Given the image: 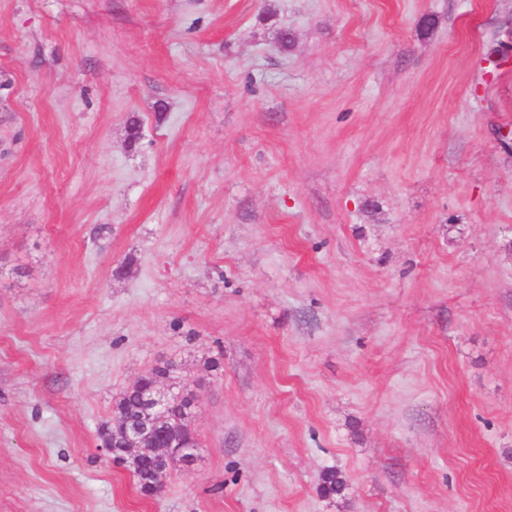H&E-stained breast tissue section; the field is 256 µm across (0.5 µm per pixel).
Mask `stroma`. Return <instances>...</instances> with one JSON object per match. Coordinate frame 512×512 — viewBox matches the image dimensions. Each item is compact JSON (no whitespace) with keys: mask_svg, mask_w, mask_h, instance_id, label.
<instances>
[{"mask_svg":"<svg viewBox=\"0 0 512 512\" xmlns=\"http://www.w3.org/2000/svg\"><path fill=\"white\" fill-rule=\"evenodd\" d=\"M492 45L512 0H0V512H512ZM168 363L145 498L99 429ZM167 402L163 413L167 417V426L186 425L192 417V408L195 405L196 397L193 393H167ZM173 445H175L172 448H175L176 452H173L170 460V467L166 466L163 468L158 469L155 472V478L154 482L152 483V488L154 491H158L159 489H164L167 485L169 479L171 478L173 474V468L172 464L174 463L176 459H178L181 462L184 463H191L194 457L193 450L196 448V440L194 437H185V439L182 442H173Z\"/></svg>","mask_w":512,"mask_h":512,"instance_id":"1","label":"stroma"}]
</instances>
